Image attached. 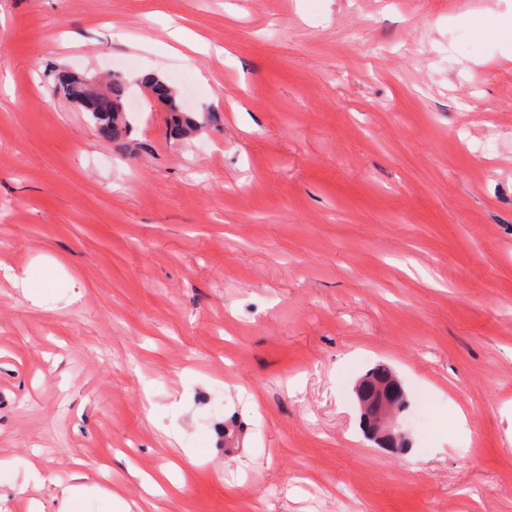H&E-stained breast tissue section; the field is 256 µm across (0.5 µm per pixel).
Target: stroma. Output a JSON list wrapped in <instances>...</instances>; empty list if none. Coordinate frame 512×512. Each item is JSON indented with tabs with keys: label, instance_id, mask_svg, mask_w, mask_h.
Listing matches in <instances>:
<instances>
[{
	"label": "stroma",
	"instance_id": "obj_1",
	"mask_svg": "<svg viewBox=\"0 0 512 512\" xmlns=\"http://www.w3.org/2000/svg\"><path fill=\"white\" fill-rule=\"evenodd\" d=\"M165 14L221 57L187 65ZM489 16L512 0H0V262L44 282L0 277V512H58L75 473L99 488L78 512H512V34ZM60 70L132 79L122 140ZM145 70L207 124L171 139ZM379 363L402 453L360 430ZM360 381L361 383L358 387L359 394L363 391L364 393H369L376 386L384 385L385 391L392 402L390 426L392 428V433L396 436V439L388 442L395 444L397 448L408 447V442H404V439L398 433L394 432L393 416L399 415L403 412L408 407L409 400L392 368L386 364H377L368 371ZM358 393L357 398L359 401Z\"/></svg>",
	"mask_w": 512,
	"mask_h": 512
}]
</instances>
